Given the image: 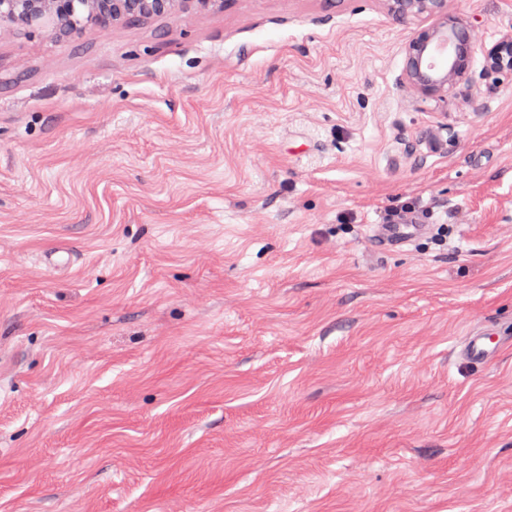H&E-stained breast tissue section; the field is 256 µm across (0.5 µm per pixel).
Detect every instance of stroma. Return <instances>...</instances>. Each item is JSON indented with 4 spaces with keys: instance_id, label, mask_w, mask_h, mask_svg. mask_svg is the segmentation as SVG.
<instances>
[{
    "instance_id": "stroma-1",
    "label": "stroma",
    "mask_w": 512,
    "mask_h": 512,
    "mask_svg": "<svg viewBox=\"0 0 512 512\" xmlns=\"http://www.w3.org/2000/svg\"><path fill=\"white\" fill-rule=\"evenodd\" d=\"M409 36L380 0L0 33V512H512V344L461 354L512 337V80L419 99ZM407 202L446 239L376 249ZM490 337L486 333L470 336L464 346V354L468 359L478 363L489 362L494 359L502 348V341L498 337L493 345L488 343Z\"/></svg>"
}]
</instances>
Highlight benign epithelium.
I'll return each instance as SVG.
<instances>
[{"instance_id":"7a95c632","label":"benign epithelium","mask_w":512,"mask_h":512,"mask_svg":"<svg viewBox=\"0 0 512 512\" xmlns=\"http://www.w3.org/2000/svg\"><path fill=\"white\" fill-rule=\"evenodd\" d=\"M226 0H0V25L25 21L45 23L58 39L79 34L81 18L102 30L119 22L134 23L180 9H221ZM387 14L404 26H414L406 46L403 84L419 97L443 101L448 94L473 80L476 51L483 55L482 75L498 80L512 75V33L491 47H478L467 19L448 14V0H381ZM429 25H423V22Z\"/></svg>"}]
</instances>
